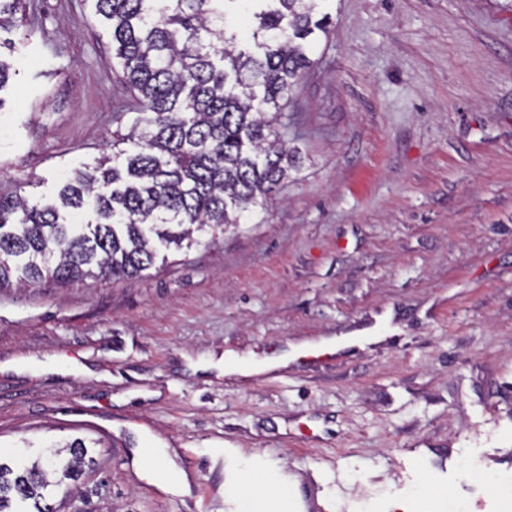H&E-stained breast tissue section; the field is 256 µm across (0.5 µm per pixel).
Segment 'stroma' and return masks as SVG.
Instances as JSON below:
<instances>
[{"mask_svg": "<svg viewBox=\"0 0 512 512\" xmlns=\"http://www.w3.org/2000/svg\"><path fill=\"white\" fill-rule=\"evenodd\" d=\"M0 92V196L51 194L112 151L129 94L88 0H30ZM290 100L299 151L268 209L134 278L0 289V459L76 437L51 512H512V0H326ZM332 365L222 376L316 343ZM190 449L174 494L136 467ZM427 448L462 469H424Z\"/></svg>", "mask_w": 512, "mask_h": 512, "instance_id": "35a3bbf8", "label": "stroma"}]
</instances>
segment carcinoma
<instances>
[{
  "instance_id": "obj_1",
  "label": "carcinoma",
  "mask_w": 512,
  "mask_h": 512,
  "mask_svg": "<svg viewBox=\"0 0 512 512\" xmlns=\"http://www.w3.org/2000/svg\"><path fill=\"white\" fill-rule=\"evenodd\" d=\"M131 97L112 166L74 170L53 196H0V288L133 278L158 248L190 249L265 208L299 162L284 110L329 39L324 0H89ZM26 0H0V32L24 24ZM130 143L132 149L120 145ZM89 444L75 438L22 469L0 462V512L75 480Z\"/></svg>"
}]
</instances>
